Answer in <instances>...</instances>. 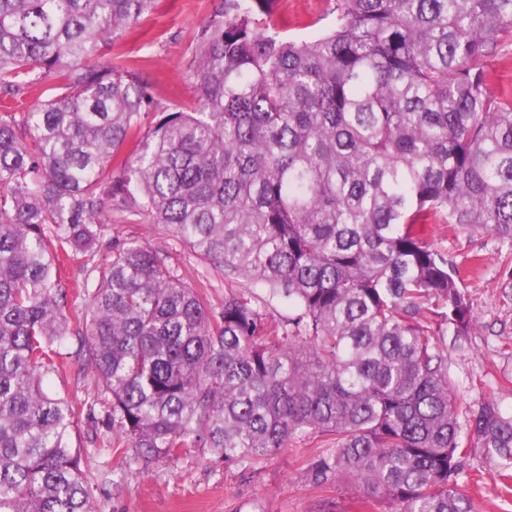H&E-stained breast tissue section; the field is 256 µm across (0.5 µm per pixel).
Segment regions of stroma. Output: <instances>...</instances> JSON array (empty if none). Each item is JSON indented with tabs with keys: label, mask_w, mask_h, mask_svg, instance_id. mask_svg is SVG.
Segmentation results:
<instances>
[{
	"label": "stroma",
	"mask_w": 512,
	"mask_h": 512,
	"mask_svg": "<svg viewBox=\"0 0 512 512\" xmlns=\"http://www.w3.org/2000/svg\"><path fill=\"white\" fill-rule=\"evenodd\" d=\"M220 0H158L154 10L127 29L112 44L102 47L97 62H114L143 74L152 85L158 104L145 114L142 131L122 149L130 155L140 149L141 134L153 129L159 109H198L190 74L199 55L201 24L219 7ZM336 16V0H273L268 24L284 37L310 39L322 34ZM111 222L104 228L101 253L111 257L113 240H133L159 247L167 263L184 282L207 289L212 304L241 283L225 277L221 268L199 259L192 249L163 224L131 217L106 203ZM430 243L447 253L460 272L459 288L470 304L468 333L448 332V369L459 396L470 405L492 397L512 414V238L492 233L458 232L454 225L437 228ZM75 341L61 376H49L52 392L76 402L100 398L101 390L90 373L72 356ZM109 432H101L95 451L82 467L91 481L98 512H317L327 501L335 512H392L388 503L371 506L351 481L321 487L314 484L310 465L325 450L322 438L306 435L272 455L253 475L238 469L209 465L197 454L177 464L157 462L149 468L119 470L120 457L110 450ZM459 483L472 498L477 512H512V499L501 501L498 464L482 449L465 460Z\"/></svg>",
	"instance_id": "stroma-1"
}]
</instances>
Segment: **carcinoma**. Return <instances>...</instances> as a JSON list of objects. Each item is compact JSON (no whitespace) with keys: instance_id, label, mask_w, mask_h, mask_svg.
I'll list each match as a JSON object with an SVG mask.
<instances>
[{"instance_id":"obj_1","label":"carcinoma","mask_w":512,"mask_h":512,"mask_svg":"<svg viewBox=\"0 0 512 512\" xmlns=\"http://www.w3.org/2000/svg\"><path fill=\"white\" fill-rule=\"evenodd\" d=\"M270 3L224 0L198 33L201 109L161 113L114 168L157 105L91 57L155 0H0V93L35 69L62 90L0 113V512H96L82 460L101 426L129 469L196 451L249 475L319 435L314 483L396 512H476L475 448L509 477L512 416L488 399L461 430L444 336L469 304L428 238L512 237V93L485 85L512 0H337L309 40L261 24ZM106 198L267 298L216 307L146 244L95 261ZM61 254L82 258L69 314ZM269 299L291 310L279 330ZM71 335L100 415L44 386ZM159 111H153L149 112L148 114H145V116L142 118L141 123V130L138 134L131 136L126 144L124 145L121 154L120 159L126 157L127 155H130L137 150L140 149L141 143L143 141L142 137L144 134L148 132V130L153 129L156 122L158 121L160 115L158 114Z\"/></svg>"}]
</instances>
